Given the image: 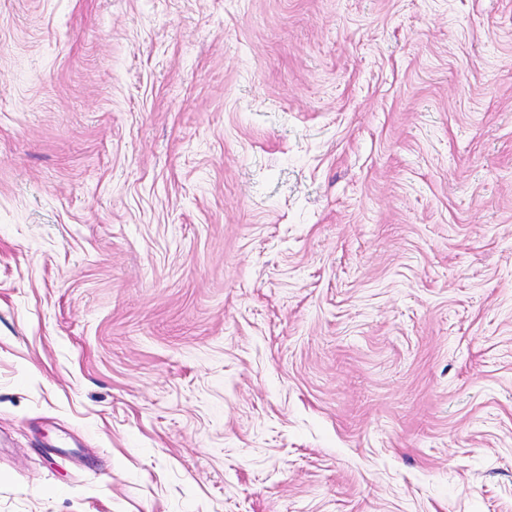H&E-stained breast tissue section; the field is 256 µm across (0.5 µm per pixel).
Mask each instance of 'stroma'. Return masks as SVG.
I'll list each match as a JSON object with an SVG mask.
<instances>
[{"mask_svg": "<svg viewBox=\"0 0 512 512\" xmlns=\"http://www.w3.org/2000/svg\"><path fill=\"white\" fill-rule=\"evenodd\" d=\"M0 512H512V0H0Z\"/></svg>", "mask_w": 512, "mask_h": 512, "instance_id": "stroma-1", "label": "stroma"}]
</instances>
